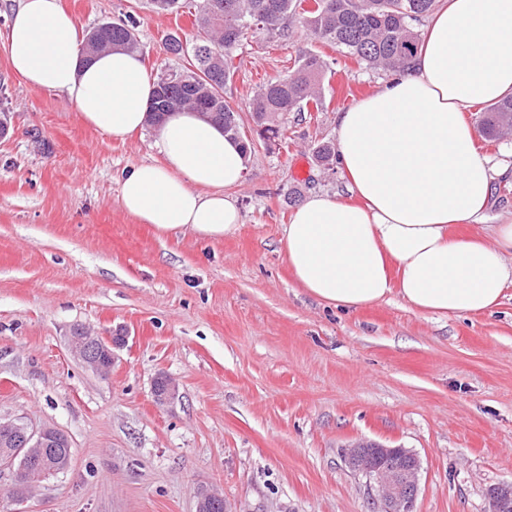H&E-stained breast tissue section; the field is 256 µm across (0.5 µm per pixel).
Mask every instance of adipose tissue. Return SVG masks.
<instances>
[{
	"label": "adipose tissue",
	"instance_id": "adipose-tissue-1",
	"mask_svg": "<svg viewBox=\"0 0 512 512\" xmlns=\"http://www.w3.org/2000/svg\"><path fill=\"white\" fill-rule=\"evenodd\" d=\"M0 48L28 86L64 95L108 137L148 126L156 81L140 55L87 60L61 0H21ZM510 94L512 0H442L411 71L339 112L337 161L357 201L316 194L295 209L283 244L298 287L344 309L392 294L437 316L496 305L512 286V224L493 226L488 241L454 238L451 227L484 219L494 180L462 112ZM155 144L162 162L134 165L120 180L123 209L159 234L235 231L240 142L184 111L157 126Z\"/></svg>",
	"mask_w": 512,
	"mask_h": 512
}]
</instances>
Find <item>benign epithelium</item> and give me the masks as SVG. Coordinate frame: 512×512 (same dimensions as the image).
<instances>
[{
	"label": "benign epithelium",
	"mask_w": 512,
	"mask_h": 512,
	"mask_svg": "<svg viewBox=\"0 0 512 512\" xmlns=\"http://www.w3.org/2000/svg\"><path fill=\"white\" fill-rule=\"evenodd\" d=\"M127 336L115 329L106 336L76 326L68 338L71 352L103 377L112 372L115 349L125 345ZM153 397L159 405H169L178 398L175 384L167 377L158 378ZM0 434L6 446L0 448V467L12 474L13 497L24 500L32 488L68 469V465L48 462L47 455L55 447L62 432L54 427H33L21 419L0 420ZM345 464L365 476L383 512H415L419 490L421 463L412 451L385 448L374 442H359L343 454ZM490 512H512V482L496 486L488 492ZM224 503L219 492L202 488L197 494V512H207Z\"/></svg>",
	"instance_id": "benign-epithelium-1"
}]
</instances>
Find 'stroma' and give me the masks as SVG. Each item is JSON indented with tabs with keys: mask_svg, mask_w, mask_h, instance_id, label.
Masks as SVG:
<instances>
[{
	"mask_svg": "<svg viewBox=\"0 0 512 512\" xmlns=\"http://www.w3.org/2000/svg\"><path fill=\"white\" fill-rule=\"evenodd\" d=\"M62 4L84 33L135 20L154 76L177 64L168 34L196 33L190 15L141 0ZM302 49L331 64L324 103L257 141L231 191L242 222L218 240L157 234L121 207L124 171L162 158L153 128L108 138L0 51V111L13 115L0 137V418L56 427L72 446L70 468L32 498L6 496L0 476V512H195L203 487L227 512H378L343 459L358 441L417 454L416 512H489L488 488L512 482V287L485 313L438 317L394 294L345 311L293 279L289 195L350 201L312 148L389 79L310 39L296 15L287 36L250 33L226 100L246 109ZM511 218L507 175L493 181L488 222L453 233L487 239ZM77 325L126 331L109 378L70 354ZM161 375L174 404L154 401Z\"/></svg>",
	"mask_w": 512,
	"mask_h": 512,
	"instance_id": "stroma-1",
	"label": "stroma"
}]
</instances>
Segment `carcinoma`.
<instances>
[{
	"instance_id": "cac0c4a2",
	"label": "carcinoma",
	"mask_w": 512,
	"mask_h": 512,
	"mask_svg": "<svg viewBox=\"0 0 512 512\" xmlns=\"http://www.w3.org/2000/svg\"><path fill=\"white\" fill-rule=\"evenodd\" d=\"M436 0H313L302 12L309 35L336 48L347 58L385 73H404L412 68L420 40L413 23L435 9ZM150 11L163 14L187 10L198 35L188 42L170 35L165 49L184 64L157 77L151 124H161L168 114L184 108L209 113L224 127V133L241 139L246 151L254 149L239 137L240 115L224 98V87L235 72L233 58L246 35L262 31L270 36L287 34L288 18L300 0H145ZM87 60L98 53L120 48L144 53L134 30L125 22H103L87 35ZM329 63L324 56L302 50L293 70L285 77L262 85L249 98L248 110L257 133L274 140L288 124V115H298L322 105V89ZM482 132L490 139L512 136V96H506L482 112ZM314 159L322 167L336 161V147L323 142Z\"/></svg>"
}]
</instances>
